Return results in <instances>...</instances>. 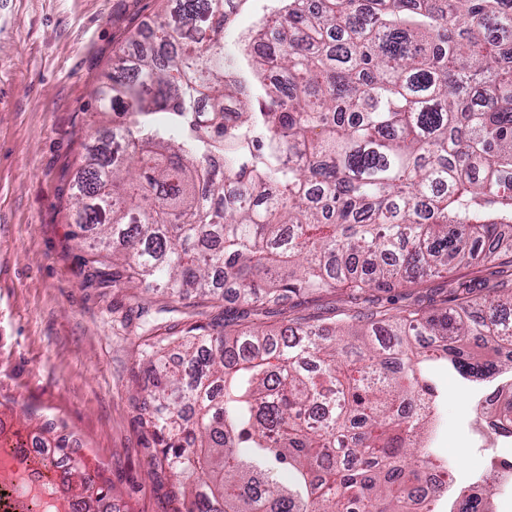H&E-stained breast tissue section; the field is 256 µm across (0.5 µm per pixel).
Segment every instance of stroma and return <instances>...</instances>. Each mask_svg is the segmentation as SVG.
Returning a JSON list of instances; mask_svg holds the SVG:
<instances>
[{"label": "stroma", "mask_w": 512, "mask_h": 512, "mask_svg": "<svg viewBox=\"0 0 512 512\" xmlns=\"http://www.w3.org/2000/svg\"><path fill=\"white\" fill-rule=\"evenodd\" d=\"M165 8V0H0V427L38 437L41 419L62 421L75 457L112 483L106 512H184L177 479L139 424V364L149 343L193 326L274 330L295 318L338 322L355 310L342 291L260 313L231 294L173 301L103 283L84 264L69 207L97 118L92 90ZM511 277L478 256L451 276L374 298L429 311L445 306L453 283L479 289ZM429 374L440 397L436 446L457 460V484H473L490 455L512 458V443L475 431L472 394L447 363Z\"/></svg>", "instance_id": "1"}]
</instances>
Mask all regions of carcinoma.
<instances>
[{"label": "carcinoma", "instance_id": "obj_1", "mask_svg": "<svg viewBox=\"0 0 512 512\" xmlns=\"http://www.w3.org/2000/svg\"><path fill=\"white\" fill-rule=\"evenodd\" d=\"M278 2L233 59L224 0H168L94 91L108 119L71 219L109 281L260 308L359 297L448 273L512 228V0ZM470 292L344 326L166 337L179 361L150 352L142 424L186 512H435L455 476L423 440L438 394L420 365L512 373V289L457 304ZM491 394L492 438L512 437V384ZM53 448L72 512H97L110 486L67 438ZM505 481L501 460L451 512H493Z\"/></svg>", "mask_w": 512, "mask_h": 512}]
</instances>
